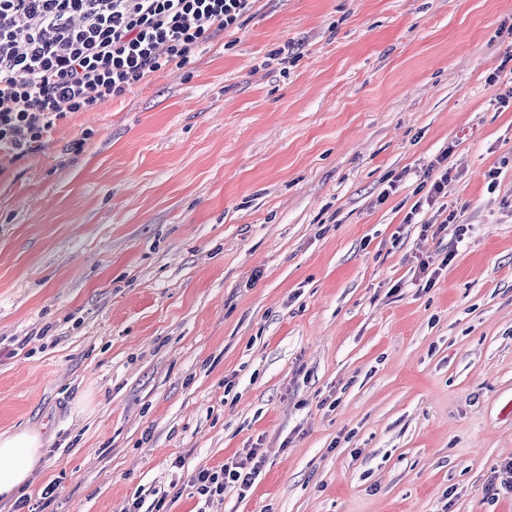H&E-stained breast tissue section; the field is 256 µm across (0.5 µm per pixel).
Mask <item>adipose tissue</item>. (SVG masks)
I'll list each match as a JSON object with an SVG mask.
<instances>
[{"mask_svg":"<svg viewBox=\"0 0 512 512\" xmlns=\"http://www.w3.org/2000/svg\"><path fill=\"white\" fill-rule=\"evenodd\" d=\"M46 442L45 435L35 430L0 433V502L16 501L27 492Z\"/></svg>","mask_w":512,"mask_h":512,"instance_id":"ef3b65f1","label":"adipose tissue"}]
</instances>
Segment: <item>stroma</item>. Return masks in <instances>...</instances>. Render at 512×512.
Returning a JSON list of instances; mask_svg holds the SVG:
<instances>
[{
    "mask_svg": "<svg viewBox=\"0 0 512 512\" xmlns=\"http://www.w3.org/2000/svg\"><path fill=\"white\" fill-rule=\"evenodd\" d=\"M509 49L512 0H257L0 162V432L54 435L0 512H197L253 448L206 512H512ZM445 161H447L446 157L441 156L436 160V163L431 164L425 171L422 187H426L429 183L427 195L424 200L416 204L414 212L412 211L410 216L406 217V223H412L415 215L424 205L433 206L437 199L444 197L447 193L445 189L448 187V167L444 168ZM435 172H437L436 177H433ZM264 462L263 455L253 448L245 456L227 459L224 465L193 473L189 482L204 505H208L214 498L224 497V489L230 485L238 486L242 495L247 492L261 473Z\"/></svg>",
    "mask_w": 512,
    "mask_h": 512,
    "instance_id": "stroma-1",
    "label": "stroma"
}]
</instances>
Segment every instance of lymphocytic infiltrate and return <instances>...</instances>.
<instances>
[{
    "instance_id": "obj_1",
    "label": "lymphocytic infiltrate",
    "mask_w": 512,
    "mask_h": 512,
    "mask_svg": "<svg viewBox=\"0 0 512 512\" xmlns=\"http://www.w3.org/2000/svg\"><path fill=\"white\" fill-rule=\"evenodd\" d=\"M257 0H0V160L38 149L69 114L89 112L197 48L239 30ZM257 449L193 473L201 501L248 491Z\"/></svg>"
}]
</instances>
